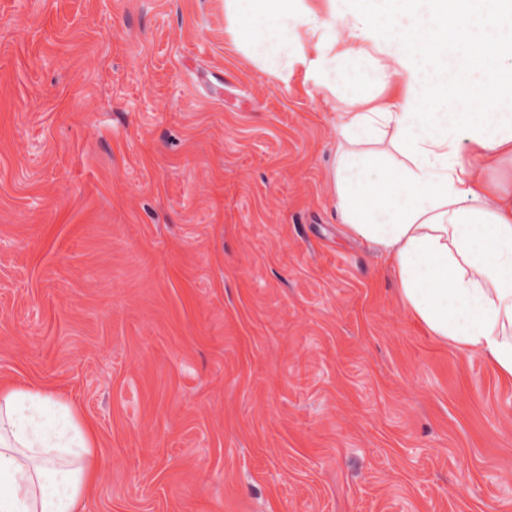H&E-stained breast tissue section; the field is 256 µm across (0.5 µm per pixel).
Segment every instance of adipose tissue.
<instances>
[{"label":"adipose tissue","instance_id":"1","mask_svg":"<svg viewBox=\"0 0 512 512\" xmlns=\"http://www.w3.org/2000/svg\"><path fill=\"white\" fill-rule=\"evenodd\" d=\"M224 32L280 82L301 63L345 88L325 177L340 223L431 336L512 380V0H224ZM101 472L77 406L0 381V512H86Z\"/></svg>","mask_w":512,"mask_h":512}]
</instances>
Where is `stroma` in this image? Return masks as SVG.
<instances>
[{
    "label": "stroma",
    "instance_id": "stroma-1",
    "mask_svg": "<svg viewBox=\"0 0 512 512\" xmlns=\"http://www.w3.org/2000/svg\"><path fill=\"white\" fill-rule=\"evenodd\" d=\"M335 106L224 0H0V378L96 426L88 512H512V381L345 233Z\"/></svg>",
    "mask_w": 512,
    "mask_h": 512
}]
</instances>
